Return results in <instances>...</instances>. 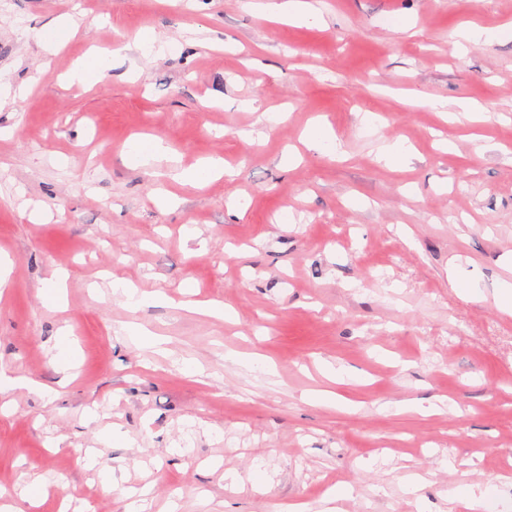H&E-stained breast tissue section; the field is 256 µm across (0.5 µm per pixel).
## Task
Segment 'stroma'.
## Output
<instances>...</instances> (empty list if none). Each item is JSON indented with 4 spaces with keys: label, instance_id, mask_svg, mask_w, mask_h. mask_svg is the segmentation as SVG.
I'll use <instances>...</instances> for the list:
<instances>
[{
    "label": "stroma",
    "instance_id": "stroma-1",
    "mask_svg": "<svg viewBox=\"0 0 512 512\" xmlns=\"http://www.w3.org/2000/svg\"><path fill=\"white\" fill-rule=\"evenodd\" d=\"M242 2L0 0V367L54 389L0 396V489L17 512H125L102 471L143 512H324L339 484L335 512H466L446 496L464 478L492 488L486 512H512V315L498 302L512 282V38L495 37L512 0H313L324 21L301 26ZM70 15L77 35L44 51L37 32ZM463 27L494 37L460 53ZM145 32L168 51L133 49ZM93 47L122 54L92 86L62 83ZM437 101L485 120L444 122ZM320 116L344 156L305 150ZM142 135L177 165L220 154L229 171L192 187L163 162L129 167ZM392 141L413 147L407 164L380 162ZM160 187L176 206H158ZM452 260L474 295L449 283ZM114 278L177 301L189 283L228 316L134 308ZM134 325L167 357L132 343ZM64 328L78 366L61 388ZM231 473L253 487L231 489ZM38 476L43 495L21 499Z\"/></svg>",
    "mask_w": 512,
    "mask_h": 512
}]
</instances>
